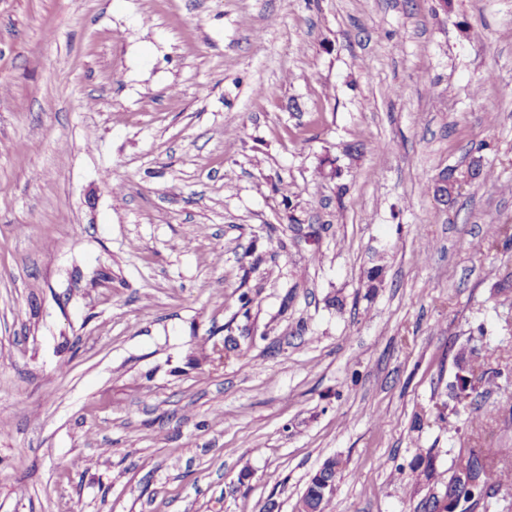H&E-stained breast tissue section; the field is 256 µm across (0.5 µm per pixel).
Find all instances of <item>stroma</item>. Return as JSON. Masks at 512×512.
Masks as SVG:
<instances>
[{
	"instance_id": "obj_1",
	"label": "stroma",
	"mask_w": 512,
	"mask_h": 512,
	"mask_svg": "<svg viewBox=\"0 0 512 512\" xmlns=\"http://www.w3.org/2000/svg\"><path fill=\"white\" fill-rule=\"evenodd\" d=\"M508 448L512 0H0V512H297L328 459L428 512ZM472 173L468 172L466 176L459 177L457 175V170H455V173L452 178L448 181V172L447 173H441L438 175V177L434 181L433 185V193L440 202L447 201V205H452L455 201L454 199L449 198L453 197L455 192L458 191L460 185L464 181L465 178H471Z\"/></svg>"
}]
</instances>
